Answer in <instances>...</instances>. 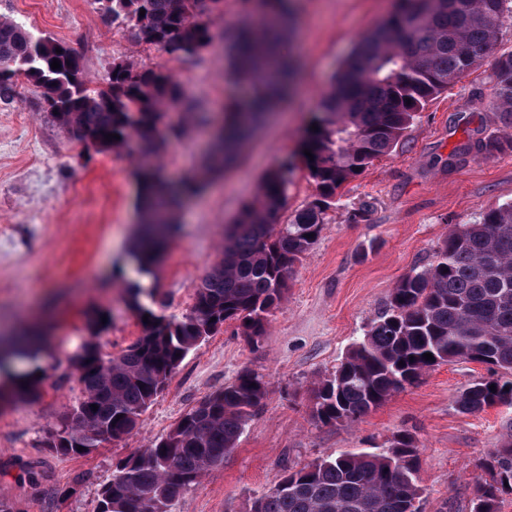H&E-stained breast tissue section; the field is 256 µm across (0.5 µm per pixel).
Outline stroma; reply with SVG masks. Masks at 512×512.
I'll use <instances>...</instances> for the list:
<instances>
[{"label": "stroma", "mask_w": 512, "mask_h": 512, "mask_svg": "<svg viewBox=\"0 0 512 512\" xmlns=\"http://www.w3.org/2000/svg\"><path fill=\"white\" fill-rule=\"evenodd\" d=\"M297 2L300 36L288 50L302 94L287 98L253 131L237 161L182 210L178 236L153 277L142 280L156 286L166 315L182 316L192 306L225 224L281 157L299 153L332 76L393 9V0ZM0 17L69 43L97 83L120 60L172 72L213 116L211 125L191 126L168 146L161 164L175 180L199 171L226 112L244 95L220 52L175 60L136 43L125 24L91 0H0ZM490 74L485 63L449 86L393 152L345 186L261 342L224 326L188 353L130 437L87 456L47 448L44 440L82 396L68 359L86 335L85 313L99 307L111 317L99 339L105 355H119L139 335L128 281L118 271L136 231L135 163L124 152L84 151L48 115L40 88L19 80L14 101L0 103V226L10 228L0 240V326L44 320L53 338L40 359L39 397L0 407V502L14 512H93L119 461L165 436L248 369L268 383L261 408L223 463L175 498L169 512H248L252 498L288 469L343 452L381 451L404 432L420 446L422 512H471L480 464L512 428V405L477 413L456 405L486 376V365L436 367L356 424L316 421L308 390L334 371L398 281L432 260L453 225L512 201V152L478 150L501 127Z\"/></svg>", "instance_id": "1"}]
</instances>
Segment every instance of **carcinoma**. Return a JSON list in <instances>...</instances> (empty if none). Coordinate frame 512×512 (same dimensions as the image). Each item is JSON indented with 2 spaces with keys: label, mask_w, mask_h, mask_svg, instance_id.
I'll return each mask as SVG.
<instances>
[{
  "label": "carcinoma",
  "mask_w": 512,
  "mask_h": 512,
  "mask_svg": "<svg viewBox=\"0 0 512 512\" xmlns=\"http://www.w3.org/2000/svg\"><path fill=\"white\" fill-rule=\"evenodd\" d=\"M292 4L241 0L259 21L240 30L225 57L245 97L222 126L207 171L221 172L234 161L237 146L253 130L250 120L265 115L282 92L290 71L284 37ZM222 13L224 0H112V20L130 26L135 42L181 61L216 48L209 15ZM508 19L512 0H396L387 20L354 47L313 113L310 124L318 130H308L301 145L312 156L282 158L241 205L225 229L218 259L195 285L189 311L179 319L168 316L154 290L144 304L143 288H129L140 336L109 358L96 341L108 328L101 317L109 313L97 308L86 315L88 338L69 357L82 398L48 431L45 446L86 456L130 436L187 354L227 323L259 341L286 299L296 264L321 236L336 192L392 152L417 112L494 50ZM60 45L1 19L0 102L14 101L15 79L23 77L54 101L57 113L49 116L71 139L94 141L100 151L128 149L156 158L185 135L183 126L167 121L170 109L182 108L199 125L211 122L170 72L121 60L112 63L106 84L92 87L82 57L56 53ZM55 59L60 68L53 70ZM491 79L502 129L481 149L512 151V53L494 58ZM108 134L120 139L107 141ZM300 163L315 194L288 215V188ZM134 175L139 232L126 258L139 274L151 276L178 233L177 212L205 187L204 175L172 182L158 163L140 164ZM39 359L16 348L0 356V375L12 380L9 395L0 391V406L37 395ZM459 360L490 370L460 395L459 410L512 404V203L484 210L472 224L453 225L434 260L397 283L336 370L313 384V415L325 425L354 423L425 372ZM267 391L263 377L242 371L160 440L120 462L94 512H168L172 500L200 484L236 448ZM419 467L416 440L402 433L386 452L340 453L287 473L283 487L253 498L249 512H420ZM482 468L486 477L473 484L471 512H497L500 494L512 491V429Z\"/></svg>",
  "instance_id": "1"
}]
</instances>
